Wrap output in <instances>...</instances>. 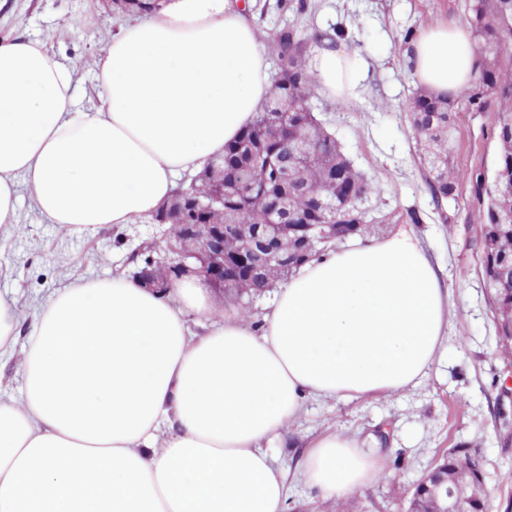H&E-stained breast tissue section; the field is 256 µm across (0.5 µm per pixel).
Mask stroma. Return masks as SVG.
Instances as JSON below:
<instances>
[{
    "instance_id": "obj_1",
    "label": "stroma",
    "mask_w": 512,
    "mask_h": 512,
    "mask_svg": "<svg viewBox=\"0 0 512 512\" xmlns=\"http://www.w3.org/2000/svg\"><path fill=\"white\" fill-rule=\"evenodd\" d=\"M292 17L280 0H250L258 28L295 20L306 32L344 30L341 46L369 64L349 103L315 92L312 107L344 153L381 189L365 201L372 221L367 239L412 227L453 302L447 334L426 375L403 392L376 398L307 399L286 435L265 440L286 472L288 512H406L414 484L448 449L477 458L491 512H512V353L497 344L493 312L475 248L479 208L469 185L456 200L436 206L419 161L410 122L418 84L407 59V35L445 21L465 22V0H308ZM108 0H0V39L42 41L73 70L77 106H99L105 91L97 58L125 25ZM496 109L464 112L453 142L454 160L467 171L492 170L498 143ZM23 224L0 240V293L17 300L20 326L13 356L0 359V385L21 395L19 373L33 314L70 280L135 277L145 257L165 258V227L150 222L77 232L49 223L28 190H20ZM356 440L384 456L390 477L348 497H327L306 485L300 471L310 447L326 431Z\"/></svg>"
}]
</instances>
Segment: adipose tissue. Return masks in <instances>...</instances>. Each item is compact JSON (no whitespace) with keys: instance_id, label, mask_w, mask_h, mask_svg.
<instances>
[{"instance_id":"obj_1","label":"adipose tissue","mask_w":512,"mask_h":512,"mask_svg":"<svg viewBox=\"0 0 512 512\" xmlns=\"http://www.w3.org/2000/svg\"><path fill=\"white\" fill-rule=\"evenodd\" d=\"M413 78L458 98L478 77L469 26L410 43ZM367 63L317 53L332 100ZM101 107L76 106L70 67L38 40L0 39V236L26 186L50 223L82 231L151 219L181 172L249 125L271 78L236 0H167L98 59ZM204 331H189V316ZM448 294L413 230L330 250L278 288L260 329L215 313L186 277L157 292L127 277L73 280L30 331L21 400L0 397V512H286V477L261 443L309 397L358 399L417 383L444 336ZM381 458L324 434L303 481L348 496Z\"/></svg>"}]
</instances>
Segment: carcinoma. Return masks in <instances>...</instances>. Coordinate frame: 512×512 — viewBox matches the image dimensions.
I'll return each mask as SVG.
<instances>
[{"label": "carcinoma", "instance_id": "obj_1", "mask_svg": "<svg viewBox=\"0 0 512 512\" xmlns=\"http://www.w3.org/2000/svg\"><path fill=\"white\" fill-rule=\"evenodd\" d=\"M118 14H143L160 9L161 0H112ZM467 21L481 58V80L466 96L446 99L419 91L411 108V126L417 142L424 146V166L432 173L428 185L432 195L453 199L459 185L467 182L481 202L478 211L481 226V273L489 286L496 331L508 330L512 321V121L496 120L494 133L499 146L495 167L487 185L475 172L456 167L450 142L461 112H482L488 107L486 93L498 101V112L512 114V67L503 68L498 57L512 48V0H467ZM261 41L276 56L280 69L269 94L252 123L239 138L224 146V155L209 163L188 185L178 187L153 216L162 223L166 207L177 197H189L203 205L200 218L207 224H229L224 248L235 252L242 247L240 228L263 224L273 204L276 189L288 195L290 224H338L328 230V241L320 243L317 257L337 243L353 236L352 225L366 232L365 213L357 208L345 213L349 193L368 199L379 192L378 185L351 168L336 137L329 133L313 113L310 99L318 87L309 65L306 36L296 25L263 31ZM288 107V143H306L314 157L306 162L288 161V181L276 184L277 168L254 163V151L262 144H275L277 136L266 116ZM254 284L240 278L224 284V297L240 313H250L248 299ZM459 482L467 484L481 471L479 461L464 448H450L443 455Z\"/></svg>", "mask_w": 512, "mask_h": 512}]
</instances>
